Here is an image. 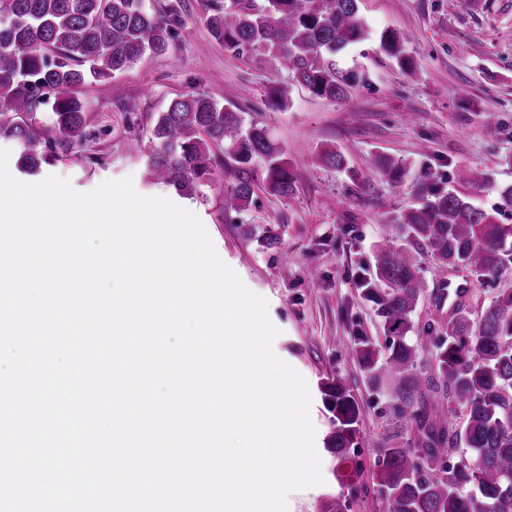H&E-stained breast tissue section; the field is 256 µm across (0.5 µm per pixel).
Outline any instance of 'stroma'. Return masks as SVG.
<instances>
[{"mask_svg": "<svg viewBox=\"0 0 512 512\" xmlns=\"http://www.w3.org/2000/svg\"><path fill=\"white\" fill-rule=\"evenodd\" d=\"M206 2L184 0L167 54L145 56L96 82L87 146L55 147L43 173L80 192L129 176L139 194L171 197L170 189L147 185L144 162L155 147L158 112L190 93L270 129L288 157L292 193L256 190L253 205L231 223L219 164L211 184L181 205L199 217L221 259L267 299L280 330L274 351L308 383L321 448L336 431L323 382L345 378L360 405L347 463L352 478L332 479L316 494L292 492L296 512H328L337 501L346 512H380L377 450L396 419L390 393L369 385L356 358L357 333L386 344L360 280L391 218L412 205L417 184L444 183L487 210L512 185V0H359L371 35L348 51L344 64L364 69L368 85L331 102L292 83L283 109L269 102L272 76L211 37L201 20ZM386 27L409 35L411 72L379 50L376 36ZM490 124L496 136L487 135ZM327 144L345 154L346 170L312 163L313 152ZM381 155L404 162L405 183L380 177Z\"/></svg>", "mask_w": 512, "mask_h": 512, "instance_id": "stroma-1", "label": "stroma"}]
</instances>
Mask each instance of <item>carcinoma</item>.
<instances>
[{"label":"carcinoma","instance_id":"cac0c4a2","mask_svg":"<svg viewBox=\"0 0 512 512\" xmlns=\"http://www.w3.org/2000/svg\"><path fill=\"white\" fill-rule=\"evenodd\" d=\"M182 11L183 0H168L155 12L144 0H0V140L16 144L18 171L34 176L52 158L51 140L33 120L44 103L40 89L53 92L57 140L84 145L86 89L147 54H165ZM205 22L225 48L273 74L287 72L315 97L336 102L368 82L365 71L339 65L348 49L369 38L358 0H227ZM377 40L382 53L412 70L405 34L384 28ZM151 133L150 183L179 196L209 184L214 146L224 150V213L246 210L258 188L275 196L293 191L286 153L267 127L245 124L241 113L204 95L172 99ZM313 162L347 169L346 156L330 147L317 149ZM376 167L393 184L406 176L404 164L386 155ZM415 196L392 218L393 234L378 244L361 281L388 341L380 349L359 336L355 353L370 384L397 401V432L378 449L380 493L390 512H512V289L475 318L457 304L439 330L416 331L411 320L428 292L421 254L477 281L512 268V225L498 219L512 210V186L500 191L492 213L432 182L417 185ZM427 355L436 365L432 376L420 369ZM431 390L442 395L430 400ZM328 391L337 421L333 448L343 458L358 431L359 405L340 377ZM451 403L466 410L462 421L448 418ZM413 425L414 441H398ZM461 446L465 451L449 462Z\"/></svg>","mask_w":512,"mask_h":512}]
</instances>
